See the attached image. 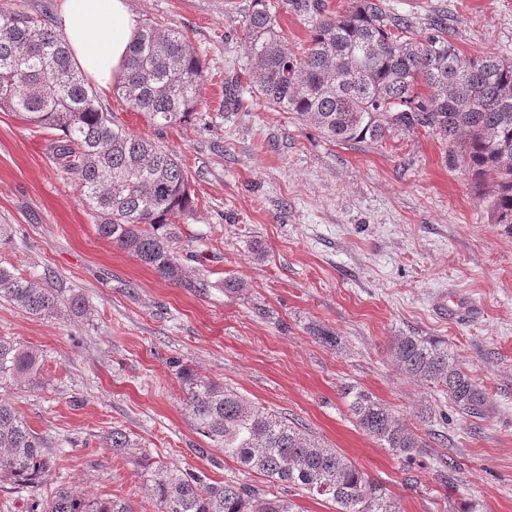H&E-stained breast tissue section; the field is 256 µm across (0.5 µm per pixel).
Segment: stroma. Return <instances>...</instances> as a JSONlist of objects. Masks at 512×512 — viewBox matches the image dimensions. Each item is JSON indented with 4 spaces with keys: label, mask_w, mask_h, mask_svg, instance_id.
<instances>
[{
    "label": "stroma",
    "mask_w": 512,
    "mask_h": 512,
    "mask_svg": "<svg viewBox=\"0 0 512 512\" xmlns=\"http://www.w3.org/2000/svg\"><path fill=\"white\" fill-rule=\"evenodd\" d=\"M427 28L445 18L465 55L512 58V0H384ZM140 22L186 31L204 65L196 112L163 130L108 91L103 107L183 159L196 205L178 220V255L207 293L165 280L101 239L80 190L52 158L59 133L0 110V266L82 294L89 310L43 318L0 299V336L45 355L40 388L1 393L44 440L43 487L114 497L157 512L144 458L214 480L266 488L197 433L178 364L224 383L335 448L383 483L401 512H512V235L494 224L464 167L431 133L377 145L334 143L295 113L268 107L246 69L252 0H130ZM244 281L227 290L225 279ZM471 306L452 320L459 296ZM322 328L337 345L321 342ZM447 343L488 396L463 418L399 373L392 337ZM355 386L422 431L446 437L406 461L364 434L342 396ZM120 428L137 445L101 447ZM454 460L449 486L436 476Z\"/></svg>",
    "instance_id": "1"
}]
</instances>
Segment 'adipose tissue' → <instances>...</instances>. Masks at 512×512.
Wrapping results in <instances>:
<instances>
[{
	"mask_svg": "<svg viewBox=\"0 0 512 512\" xmlns=\"http://www.w3.org/2000/svg\"><path fill=\"white\" fill-rule=\"evenodd\" d=\"M138 26L129 0H64L58 14L73 62L105 91L120 76Z\"/></svg>",
	"mask_w": 512,
	"mask_h": 512,
	"instance_id": "obj_1",
	"label": "adipose tissue"
}]
</instances>
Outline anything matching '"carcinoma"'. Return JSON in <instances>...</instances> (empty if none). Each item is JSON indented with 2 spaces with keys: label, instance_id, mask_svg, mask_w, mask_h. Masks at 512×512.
<instances>
[{
  "label": "carcinoma",
  "instance_id": "1",
  "mask_svg": "<svg viewBox=\"0 0 512 512\" xmlns=\"http://www.w3.org/2000/svg\"><path fill=\"white\" fill-rule=\"evenodd\" d=\"M22 2L0 0V110L61 132L53 157L81 190L101 238L160 277L206 291L210 282L189 279L175 247V219L195 206L183 160L112 122L48 16L26 11ZM282 3L314 25L307 45L295 51L277 30L268 0H253L244 24L257 96L313 123L335 142L381 143L414 129L434 134L448 147L452 165L465 167L484 187L494 222L512 234V59L465 56L444 23L419 32L380 0H351L344 12L328 17L323 0ZM203 75L202 60L180 29L146 23L113 89L162 129L196 111ZM0 298L35 316L88 311L82 295L65 297L52 283L2 266ZM388 356L400 373L432 385L462 416L487 415L486 393L447 346L423 336H396ZM43 369L40 349L0 336L1 390L37 388ZM178 379L198 433L224 449L225 458L267 477L273 489L215 481L147 459L158 512H297L288 497L294 489L335 504L336 512H400L382 485L306 428L187 366ZM343 398L357 426L393 455L410 460L427 452V440L371 393L349 386ZM101 447L123 454L134 440L114 428ZM52 464L39 434L0 400V482L36 488ZM31 510L133 512L120 499H87L63 487L34 499Z\"/></svg>",
  "mask_w": 512,
  "mask_h": 512
}]
</instances>
